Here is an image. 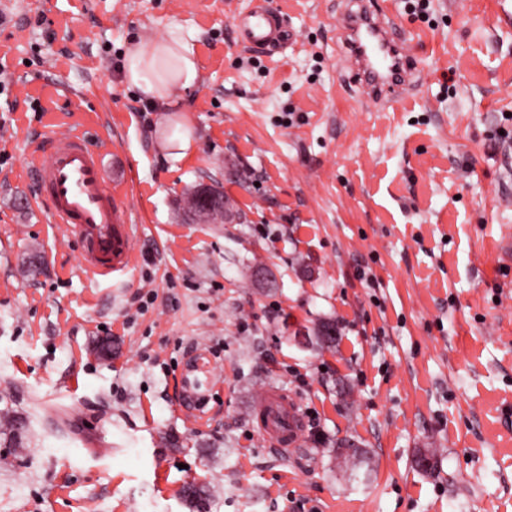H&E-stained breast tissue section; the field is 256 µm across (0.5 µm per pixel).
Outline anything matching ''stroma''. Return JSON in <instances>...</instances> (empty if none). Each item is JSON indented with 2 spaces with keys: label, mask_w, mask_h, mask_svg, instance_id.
Returning <instances> with one entry per match:
<instances>
[{
  "label": "stroma",
  "mask_w": 512,
  "mask_h": 512,
  "mask_svg": "<svg viewBox=\"0 0 512 512\" xmlns=\"http://www.w3.org/2000/svg\"><path fill=\"white\" fill-rule=\"evenodd\" d=\"M268 2L296 35L273 55L237 40L253 0H0V409L27 429L0 447V512H192L191 482L206 512H512V0H432L427 21L379 0L416 69L384 105L350 80L347 0ZM174 33L199 82L145 111L125 53ZM74 129L136 226L122 285L26 203L30 146ZM204 182L239 221L184 210ZM190 344L216 382L202 426L174 382ZM269 388L320 437L266 447Z\"/></svg>",
  "instance_id": "obj_1"
}]
</instances>
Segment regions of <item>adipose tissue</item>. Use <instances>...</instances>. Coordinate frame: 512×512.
<instances>
[{"label": "adipose tissue", "instance_id": "1", "mask_svg": "<svg viewBox=\"0 0 512 512\" xmlns=\"http://www.w3.org/2000/svg\"><path fill=\"white\" fill-rule=\"evenodd\" d=\"M124 78L141 98L163 111L175 108L199 79L194 50L182 35L132 41L125 57Z\"/></svg>", "mask_w": 512, "mask_h": 512}]
</instances>
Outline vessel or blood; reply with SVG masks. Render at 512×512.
I'll return each mask as SVG.
<instances>
[{"label":"vessel or blood","instance_id":"obj_1","mask_svg":"<svg viewBox=\"0 0 512 512\" xmlns=\"http://www.w3.org/2000/svg\"><path fill=\"white\" fill-rule=\"evenodd\" d=\"M233 26L239 41L266 53L287 48L290 34L276 11L265 5L236 14ZM351 78L365 99L390 103L411 84L414 69L406 40L394 38L386 13L364 6L344 19ZM27 175L35 197L49 206L51 221L81 244L83 270L97 281L128 276L135 267L133 226L116 184L104 172L98 153L82 133L44 137L29 153ZM203 383L196 372L183 376V392L196 423L202 412ZM257 431L274 451L294 450L303 438L299 402L279 389L261 393L255 403Z\"/></svg>","mask_w":512,"mask_h":512}]
</instances>
